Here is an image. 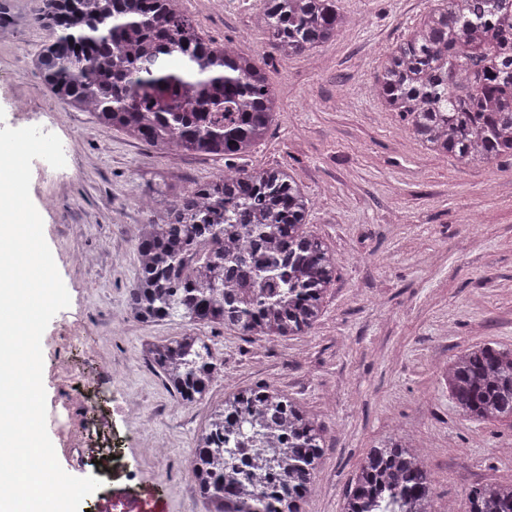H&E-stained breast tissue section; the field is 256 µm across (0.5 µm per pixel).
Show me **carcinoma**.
<instances>
[{"instance_id":"carcinoma-1","label":"carcinoma","mask_w":512,"mask_h":512,"mask_svg":"<svg viewBox=\"0 0 512 512\" xmlns=\"http://www.w3.org/2000/svg\"><path fill=\"white\" fill-rule=\"evenodd\" d=\"M391 49L374 93L427 149L480 167L512 156V0H431ZM35 64L50 91L167 153L245 157L274 123L265 59L217 44L177 0H44ZM336 0H260L257 26L281 56L343 32ZM162 223L141 226L129 291L145 322L179 317L182 335L146 359L183 403L202 400L222 363L201 326L241 336L309 333L323 315L337 258L306 230L311 200L281 165L226 164L181 191L144 200ZM456 405L478 421L512 420V349L471 346L443 373ZM321 426L270 384L235 389L214 406L190 471L210 512H301L324 455ZM424 450L400 437L369 449L343 512H432ZM467 512H512V483L467 493Z\"/></svg>"}]
</instances>
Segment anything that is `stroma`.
<instances>
[{"label": "stroma", "mask_w": 512, "mask_h": 512, "mask_svg": "<svg viewBox=\"0 0 512 512\" xmlns=\"http://www.w3.org/2000/svg\"><path fill=\"white\" fill-rule=\"evenodd\" d=\"M14 18L0 41V130L14 112L38 113L68 143L67 169L32 170L30 196L70 296L42 337L43 383L59 423L48 434L68 474L100 487L80 512L127 496L162 498L166 512H208L188 460L210 408L225 392L276 386L322 424L325 454L305 512H342L353 473L389 436L427 448L436 512L462 507L469 490L512 482V422L462 414L441 381L465 348H512V158L469 168L425 150L373 92L374 76L428 0H337L341 37L318 51L283 57L253 23L258 0H180L206 37L267 55L281 99L270 133L247 167H288L312 200L308 230L338 258L324 312L308 335L242 337L202 327L223 362L208 396L178 401L149 366L142 345L180 335V319L143 323L127 309L135 245L151 218L129 198L159 176L186 188L222 173L219 156L180 164L55 97L32 61L46 39L34 19L43 0H9ZM93 258L75 266L73 252ZM75 361L81 378L59 381ZM95 380L99 420L77 404L82 377ZM88 427L90 450L65 446L67 427ZM156 440L163 459L144 455ZM120 457H113V448Z\"/></svg>", "instance_id": "1"}]
</instances>
